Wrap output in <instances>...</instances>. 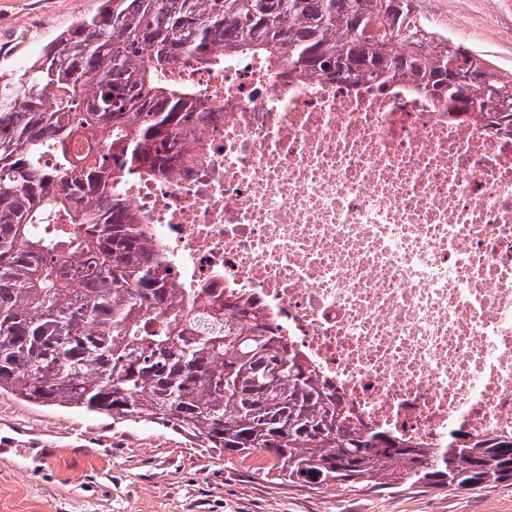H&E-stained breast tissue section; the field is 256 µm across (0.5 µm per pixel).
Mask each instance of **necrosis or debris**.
Returning <instances> with one entry per match:
<instances>
[{
    "mask_svg": "<svg viewBox=\"0 0 512 512\" xmlns=\"http://www.w3.org/2000/svg\"><path fill=\"white\" fill-rule=\"evenodd\" d=\"M209 114L131 182L170 287L234 292L365 419L441 446L512 435V137L402 88L186 70Z\"/></svg>",
    "mask_w": 512,
    "mask_h": 512,
    "instance_id": "1",
    "label": "necrosis or debris"
}]
</instances>
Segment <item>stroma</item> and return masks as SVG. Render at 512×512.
I'll return each mask as SVG.
<instances>
[{
  "label": "stroma",
  "mask_w": 512,
  "mask_h": 512,
  "mask_svg": "<svg viewBox=\"0 0 512 512\" xmlns=\"http://www.w3.org/2000/svg\"><path fill=\"white\" fill-rule=\"evenodd\" d=\"M101 0H0V84ZM430 31L512 72V0H413ZM99 468H90L88 453ZM263 453L206 451L170 429L0 391V512H512V481L377 492L276 479Z\"/></svg>",
  "instance_id": "35a3bbf8"
}]
</instances>
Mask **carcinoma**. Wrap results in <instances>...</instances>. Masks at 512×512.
<instances>
[{"label": "carcinoma", "mask_w": 512, "mask_h": 512, "mask_svg": "<svg viewBox=\"0 0 512 512\" xmlns=\"http://www.w3.org/2000/svg\"><path fill=\"white\" fill-rule=\"evenodd\" d=\"M456 46L412 0H102L0 86V390L262 451L278 479L316 488L512 481V435L436 448L369 424L245 302H214L222 328L198 333L123 198L170 169L206 116L175 79L188 66L260 57L290 83L404 84L512 131V73L476 53L453 66ZM80 132L94 154L71 151Z\"/></svg>", "instance_id": "1"}]
</instances>
